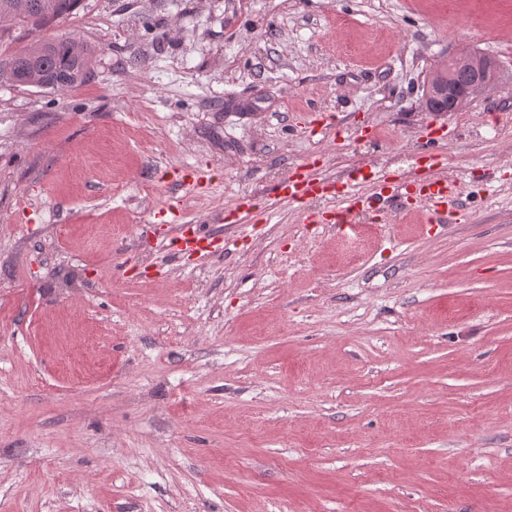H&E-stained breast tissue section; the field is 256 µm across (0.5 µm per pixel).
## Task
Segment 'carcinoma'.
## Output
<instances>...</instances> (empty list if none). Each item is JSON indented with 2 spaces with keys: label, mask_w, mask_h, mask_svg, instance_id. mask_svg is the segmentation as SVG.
<instances>
[{
  "label": "carcinoma",
  "mask_w": 512,
  "mask_h": 512,
  "mask_svg": "<svg viewBox=\"0 0 512 512\" xmlns=\"http://www.w3.org/2000/svg\"><path fill=\"white\" fill-rule=\"evenodd\" d=\"M26 8L12 17L10 27L39 30L73 15L81 0H23ZM84 41L65 35L35 40L0 67V78L16 86L36 87L53 92L76 88L91 74V55L79 51Z\"/></svg>",
  "instance_id": "carcinoma-1"
}]
</instances>
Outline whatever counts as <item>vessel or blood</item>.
Returning a JSON list of instances; mask_svg holds the SVG:
<instances>
[{"mask_svg":"<svg viewBox=\"0 0 512 512\" xmlns=\"http://www.w3.org/2000/svg\"><path fill=\"white\" fill-rule=\"evenodd\" d=\"M273 193L277 199L299 204L327 196L336 198L343 206L342 211H334L327 216L311 213L306 220L311 224L335 225L337 231L343 233L349 229L348 217L352 214L385 213L419 204L427 211V223L444 224L448 221L449 210L460 205L453 182L435 164L430 165L422 176L400 183L369 163L333 181L315 177L311 165L305 163L282 178ZM159 216L166 223L181 227L178 237L172 242L174 252L210 253L215 242L213 232L198 224L183 223L179 210L173 206L160 209Z\"/></svg>","mask_w":512,"mask_h":512,"instance_id":"vessel-or-blood-1","label":"vessel or blood"}]
</instances>
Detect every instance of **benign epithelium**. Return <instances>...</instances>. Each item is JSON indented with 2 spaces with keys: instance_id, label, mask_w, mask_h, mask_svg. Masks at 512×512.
<instances>
[{
  "instance_id": "1",
  "label": "benign epithelium",
  "mask_w": 512,
  "mask_h": 512,
  "mask_svg": "<svg viewBox=\"0 0 512 512\" xmlns=\"http://www.w3.org/2000/svg\"><path fill=\"white\" fill-rule=\"evenodd\" d=\"M498 69L491 57L459 52L428 76L424 99L433 112H458L467 100L495 87Z\"/></svg>"
}]
</instances>
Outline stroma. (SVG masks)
Returning <instances> with one entry per match:
<instances>
[{"label":"stroma","instance_id":"1","mask_svg":"<svg viewBox=\"0 0 512 512\" xmlns=\"http://www.w3.org/2000/svg\"><path fill=\"white\" fill-rule=\"evenodd\" d=\"M65 34L85 84L0 80V512H512V0H82L0 63ZM463 50L497 86L425 111ZM435 125L445 226L272 192L407 181ZM173 197L211 254L172 256Z\"/></svg>","mask_w":512,"mask_h":512}]
</instances>
